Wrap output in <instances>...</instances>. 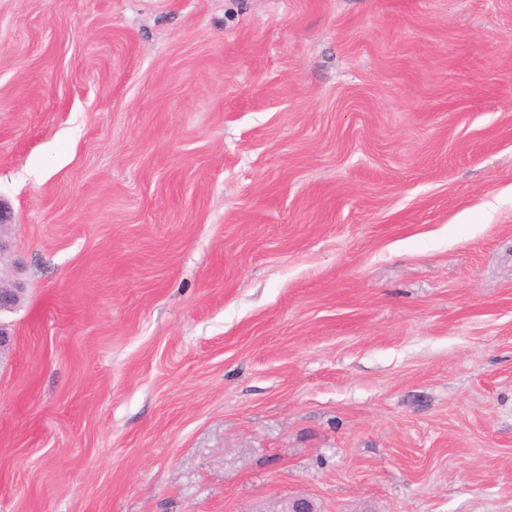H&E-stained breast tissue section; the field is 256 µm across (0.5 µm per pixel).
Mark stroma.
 Segmentation results:
<instances>
[{
	"label": "stroma",
	"mask_w": 512,
	"mask_h": 512,
	"mask_svg": "<svg viewBox=\"0 0 512 512\" xmlns=\"http://www.w3.org/2000/svg\"><path fill=\"white\" fill-rule=\"evenodd\" d=\"M0 512H512V0H0Z\"/></svg>",
	"instance_id": "1"
}]
</instances>
